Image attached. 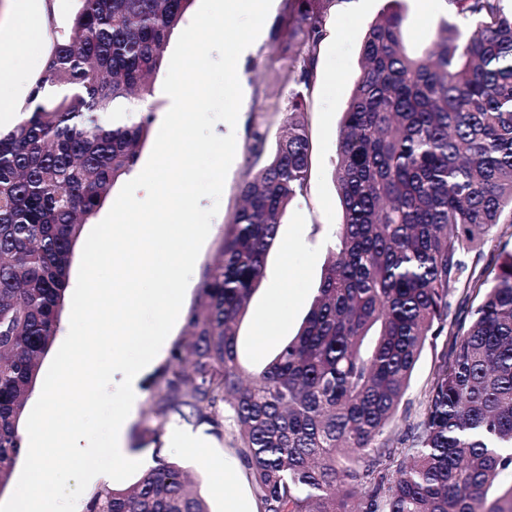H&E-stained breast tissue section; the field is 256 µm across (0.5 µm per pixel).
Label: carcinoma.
Instances as JSON below:
<instances>
[{
  "label": "carcinoma",
  "mask_w": 512,
  "mask_h": 512,
  "mask_svg": "<svg viewBox=\"0 0 512 512\" xmlns=\"http://www.w3.org/2000/svg\"><path fill=\"white\" fill-rule=\"evenodd\" d=\"M56 32L20 121L0 132V490L20 422L60 328L73 247L138 163L166 43L193 0H78ZM276 61L293 76L281 115L254 126L243 204L206 269L153 403L158 441L177 416L228 443L258 512H512V7L448 0L420 56L402 43L400 0L362 42L337 143L343 220L297 334L261 371L239 363L237 324L289 205L308 194L306 104L339 0H282ZM495 261L482 267L484 246ZM475 298L448 322L450 299ZM445 335L410 447L382 443L427 341ZM354 482L358 507L336 499ZM86 512H210L161 460L126 488L102 484Z\"/></svg>",
  "instance_id": "obj_1"
}]
</instances>
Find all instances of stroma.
Returning <instances> with one entry per match:
<instances>
[{"label":"stroma","instance_id":"stroma-1","mask_svg":"<svg viewBox=\"0 0 512 512\" xmlns=\"http://www.w3.org/2000/svg\"><path fill=\"white\" fill-rule=\"evenodd\" d=\"M386 3L387 0H339L328 17L319 59V83L307 107L313 141L311 188L307 197L290 204L280 226V244L270 251L262 281L238 325L239 354L247 370L261 369L275 353L274 347L259 348L254 344L260 320L268 318L271 312L274 285L288 290V321L278 329L284 342L297 333L317 293L332 230L342 221V208L332 179L341 119L361 72L362 40ZM421 3L422 0H402L400 4L405 16L404 45L409 52L417 54L431 43L442 23L451 17L448 0H438L436 7L427 13L422 11ZM281 6L282 0H272L260 35L249 53L238 61L243 99L236 126V154L226 177L219 211L211 222L185 293L183 306L187 309L197 304L203 273L219 257L224 229L241 204L240 186L251 144L250 131L257 120L258 109L269 97L287 96L292 86L287 70L270 59L272 29ZM288 245L293 248L289 254L284 251ZM435 365L434 349L425 346L415 365L410 387L384 435L389 445H396L406 434L409 424L419 419L422 399ZM164 367V362H157L140 378L143 399L127 434L130 453L137 460L159 456L179 463L192 478L199 480V489L212 512H224L225 500L230 496L238 500L243 512H250L251 488L244 477H237L228 486L216 480L210 464L227 459L230 449L226 442L209 435L206 426L198 428L199 433L206 435L209 444L208 455L204 458L165 441L157 445L150 439L141 438L142 429L152 422V404Z\"/></svg>","mask_w":512,"mask_h":512}]
</instances>
